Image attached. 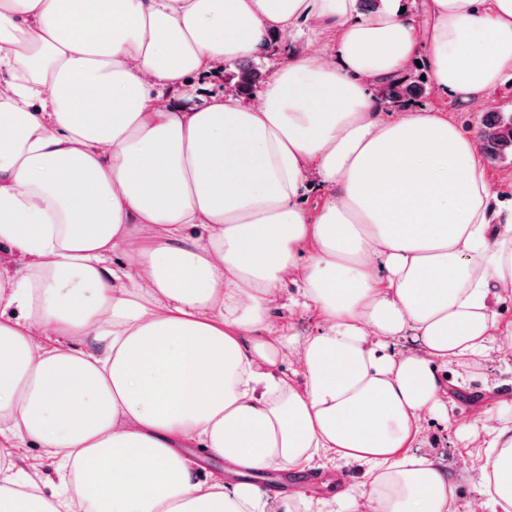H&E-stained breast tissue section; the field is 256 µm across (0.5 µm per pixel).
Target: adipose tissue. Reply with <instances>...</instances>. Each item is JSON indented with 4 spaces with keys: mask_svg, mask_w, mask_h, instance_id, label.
Returning a JSON list of instances; mask_svg holds the SVG:
<instances>
[{
    "mask_svg": "<svg viewBox=\"0 0 512 512\" xmlns=\"http://www.w3.org/2000/svg\"><path fill=\"white\" fill-rule=\"evenodd\" d=\"M304 28L256 99L174 105ZM423 51L440 93L483 99L512 0H0V444L57 475L1 459L0 512H271L245 473L322 456L366 484L289 512H455L412 447L448 413L440 366L512 347V205L445 113L377 99ZM478 420L480 494L512 512V419ZM16 453V467L21 470V475L54 479L55 463L42 448L28 443L17 448Z\"/></svg>",
    "mask_w": 512,
    "mask_h": 512,
    "instance_id": "obj_1",
    "label": "adipose tissue"
}]
</instances>
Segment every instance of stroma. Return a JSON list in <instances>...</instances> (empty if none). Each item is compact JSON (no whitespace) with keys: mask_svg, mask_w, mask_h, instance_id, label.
<instances>
[{"mask_svg":"<svg viewBox=\"0 0 512 512\" xmlns=\"http://www.w3.org/2000/svg\"><path fill=\"white\" fill-rule=\"evenodd\" d=\"M459 369L451 365L441 370L448 390L447 418L431 417L424 424L418 445L443 469L456 486L458 512H469L478 497L471 480L479 465V453L487 439L476 415L484 410L512 414V355L473 368L467 383H460ZM467 426L468 440L460 442L459 426ZM315 483L305 486L307 496L319 499L345 485H360L363 470L357 466L335 468L330 462L314 467Z\"/></svg>","mask_w":512,"mask_h":512,"instance_id":"obj_1","label":"stroma"}]
</instances>
